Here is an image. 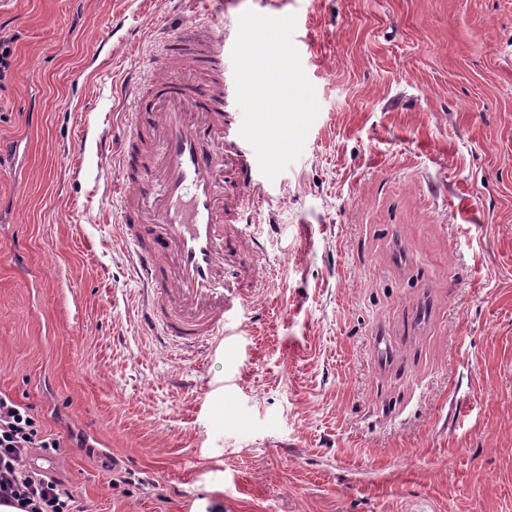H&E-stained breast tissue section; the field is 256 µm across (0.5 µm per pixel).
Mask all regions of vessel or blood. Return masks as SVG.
Masks as SVG:
<instances>
[{
    "label": "vessel or blood",
    "mask_w": 512,
    "mask_h": 512,
    "mask_svg": "<svg viewBox=\"0 0 512 512\" xmlns=\"http://www.w3.org/2000/svg\"><path fill=\"white\" fill-rule=\"evenodd\" d=\"M192 30L191 40L170 39L159 59L187 65L188 77L142 85L120 152L107 138L98 151L119 160V222L147 291L143 322L195 357L245 328L246 285L260 281L257 245L233 217L267 190L240 135L235 37L211 13L196 16Z\"/></svg>",
    "instance_id": "obj_1"
}]
</instances>
